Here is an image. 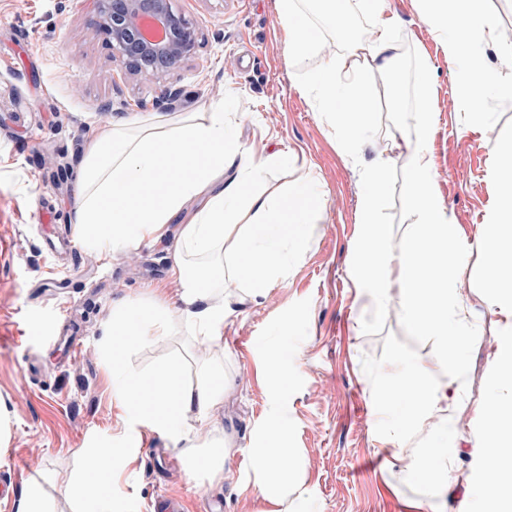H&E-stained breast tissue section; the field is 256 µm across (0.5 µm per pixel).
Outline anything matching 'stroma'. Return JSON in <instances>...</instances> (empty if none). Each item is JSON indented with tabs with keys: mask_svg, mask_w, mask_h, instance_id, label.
I'll use <instances>...</instances> for the list:
<instances>
[{
	"mask_svg": "<svg viewBox=\"0 0 512 512\" xmlns=\"http://www.w3.org/2000/svg\"><path fill=\"white\" fill-rule=\"evenodd\" d=\"M402 25L395 35L407 76L428 66L436 84L435 130L429 149L444 202L466 236L463 296L481 335L469 352L471 401L490 391L488 338L498 317L483 300L485 247L477 225L493 222L500 175L492 139H512V98L487 99L482 116L456 98L461 73L451 68L433 34L417 16L416 0H387ZM199 25L195 58L174 75L182 96L160 111L156 85L127 79L103 35L89 25L91 0H0V512H19L30 483H39L50 512H76L61 481L79 464L77 449L93 440L120 443L126 428L102 347L115 306L146 300V287L179 285L170 270L176 239L193 215L182 211L164 237L105 256L75 239L72 209L85 145L119 119L149 116L178 121L213 106L243 150L287 149L288 164L270 170L269 190L312 174L325 193L324 221L291 260L268 298L246 300L224 324V337L198 347L190 330L149 336L132 347L131 374L147 376L170 361L193 383L196 363L212 355L224 366V403L212 417L232 453L234 470L222 481L193 479L159 433L143 432L137 457L112 479L116 512H154L161 494L181 498L183 512H262L257 486L236 468L251 449L275 448L263 422L268 378L286 366L282 410L288 445L297 451L303 512H421L423 489L405 480L376 440L371 388L395 374L400 360L426 359L430 345L406 327L398 299L380 314L362 307L347 276L357 237L356 210L366 186L360 163L346 158L339 137L299 90L317 59L289 64L276 0H175ZM377 104L373 133L391 160L381 214L393 239L416 217L405 194V160L386 137L411 124L408 98L396 113L385 80L364 79ZM465 137H458L462 124Z\"/></svg>",
	"mask_w": 512,
	"mask_h": 512,
	"instance_id": "obj_1",
	"label": "stroma"
}]
</instances>
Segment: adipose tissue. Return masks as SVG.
Wrapping results in <instances>:
<instances>
[{"label":"adipose tissue","mask_w":512,"mask_h":512,"mask_svg":"<svg viewBox=\"0 0 512 512\" xmlns=\"http://www.w3.org/2000/svg\"><path fill=\"white\" fill-rule=\"evenodd\" d=\"M419 19L434 33L449 65L461 68L472 112H480L487 94L512 97V78L488 70L479 53L494 41L496 22L481 0H417ZM329 31L342 33L351 0H320ZM372 22L361 36L338 52L323 50L325 34L310 24L300 0H277V10L291 57H318L315 71L302 86L315 96L323 116L336 126L344 156L358 157L371 144L375 103L364 89L368 74L386 77L390 98L402 104L406 89L398 69L397 15L386 13L384 0H361ZM413 90L421 110L413 130L399 127L393 143L405 151L407 197L417 215L411 230L390 243L391 228L378 215L384 203L388 159L374 151L363 165L367 187L357 214L359 237L348 274L360 297L384 310L392 290H399L403 315L415 335L432 344L434 356L401 367L372 399L379 440L390 448L403 476L421 484L423 504L432 507L455 473L460 431L467 413L484 421L482 480L475 484L489 512H512V479L500 472L512 459V189L498 199L494 223L480 225L478 243L487 247L483 278L506 324L490 337L495 373L492 393L472 406L466 393V349L479 329L469 319L460 290L468 252L461 248L463 229L436 186L427 142L433 125L436 86L421 68ZM284 152L254 158L240 148L220 112H197L170 125L118 121L87 144L79 171V193L72 214L77 238L85 247L116 252L163 237L172 220L193 200L201 206L180 230L171 276L179 284L176 298L154 286L147 304L113 309L103 339L112 363V382L124 411L127 436L122 447L83 448L79 475L63 491L80 512H113V470L130 455L143 431L164 435L183 457L188 473L202 481L223 479L230 454L208 423L224 402V387L209 368L195 385H182L178 364L158 371L151 392L129 375L125 353L146 336L169 335L176 323L188 325L201 346L221 340L233 309L226 287L267 297L300 250L325 208L313 178L281 186L271 193L247 194L253 183L286 162ZM197 426H189L187 416ZM245 467L267 504L266 512H288L283 489L296 472V451L288 446L257 448Z\"/></svg>","instance_id":"adipose-tissue-1"}]
</instances>
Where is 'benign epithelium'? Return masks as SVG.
<instances>
[{"label":"benign epithelium","instance_id":"1","mask_svg":"<svg viewBox=\"0 0 512 512\" xmlns=\"http://www.w3.org/2000/svg\"><path fill=\"white\" fill-rule=\"evenodd\" d=\"M90 24L104 35L129 76L157 85L158 108H171L181 91L171 77L196 53L199 28L172 0H94Z\"/></svg>","mask_w":512,"mask_h":512}]
</instances>
